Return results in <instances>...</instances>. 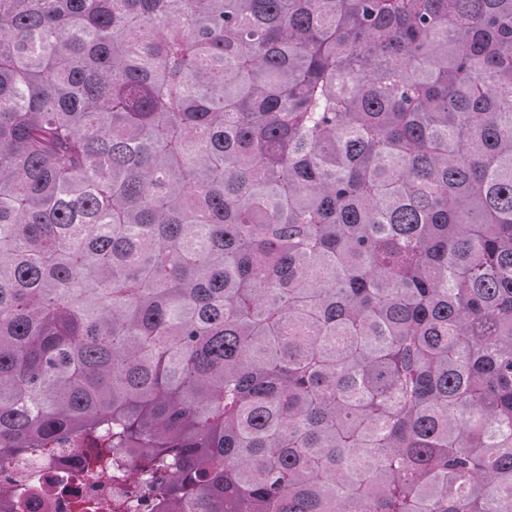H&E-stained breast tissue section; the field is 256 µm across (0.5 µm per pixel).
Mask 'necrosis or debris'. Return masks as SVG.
I'll return each instance as SVG.
<instances>
[{
  "label": "necrosis or debris",
  "instance_id": "necrosis-or-debris-1",
  "mask_svg": "<svg viewBox=\"0 0 512 512\" xmlns=\"http://www.w3.org/2000/svg\"><path fill=\"white\" fill-rule=\"evenodd\" d=\"M53 463L29 459L0 468V484L8 489L0 498V512H154L149 494L150 472L138 462L123 461L111 474L96 478L73 472L67 489L54 493ZM139 481L137 495L127 492L129 473Z\"/></svg>",
  "mask_w": 512,
  "mask_h": 512
}]
</instances>
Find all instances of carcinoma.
Instances as JSON below:
<instances>
[{
  "label": "carcinoma",
  "mask_w": 512,
  "mask_h": 512,
  "mask_svg": "<svg viewBox=\"0 0 512 512\" xmlns=\"http://www.w3.org/2000/svg\"><path fill=\"white\" fill-rule=\"evenodd\" d=\"M161 512H512V0H0V465Z\"/></svg>",
  "instance_id": "carcinoma-1"
}]
</instances>
